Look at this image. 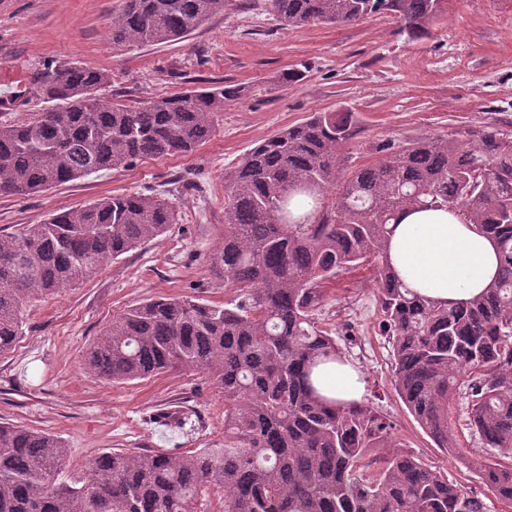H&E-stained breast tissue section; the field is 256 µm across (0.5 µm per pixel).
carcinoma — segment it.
<instances>
[{
	"instance_id": "cac0c4a2",
	"label": "carcinoma",
	"mask_w": 512,
	"mask_h": 512,
	"mask_svg": "<svg viewBox=\"0 0 512 512\" xmlns=\"http://www.w3.org/2000/svg\"><path fill=\"white\" fill-rule=\"evenodd\" d=\"M229 0H121L116 48L187 37ZM285 26H345L393 14L420 34L444 0H268ZM109 75L63 63L32 78L52 104L0 122V194L28 196L142 158L189 153L216 130L226 88L188 89L139 107L97 95ZM357 113L314 112L257 144L224 177V239L209 266L238 292L224 305L155 297L112 320L88 348L86 373L129 382L171 370L207 374L224 394V445L173 456L106 451L82 484L57 482L68 448L52 434L0 424V512H491L395 441V425L365 402L321 396L311 375L343 357L314 315L343 270L375 267L394 388L435 446L460 455L450 423L466 405L482 447L512 455V136L474 129L465 143L420 137L375 147L355 166L344 147ZM460 211L498 246L501 273L453 306L418 297L386 260L387 224L406 207ZM168 201L116 194L0 235V355L12 350L27 303L74 287L109 259L165 233ZM480 482L512 506V465L490 456Z\"/></svg>"
}]
</instances>
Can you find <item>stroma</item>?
<instances>
[{
  "mask_svg": "<svg viewBox=\"0 0 512 512\" xmlns=\"http://www.w3.org/2000/svg\"><path fill=\"white\" fill-rule=\"evenodd\" d=\"M120 0H0V121L43 111L32 75L49 63L107 71L104 98L137 107L190 88L238 89L215 133L194 151L144 158L30 196L0 195V233L42 223L47 214L115 194H151L177 213L161 238L110 260L96 277L42 298L24 313L22 333L0 356V423L44 430L69 456L58 479L79 481L108 450L163 449L179 455L224 441V396L207 375L173 370L111 383L85 374L86 348L129 306L154 296L227 302L233 289L212 274L208 257L224 238V175L263 139L311 113L346 107L361 133L355 164L376 158V145L492 127L512 134V0H446L421 36L392 16L336 27L291 28L264 0H231L224 14L186 38L114 48L112 14ZM301 67L305 77L282 75ZM369 270L328 283L315 319L331 330L365 379V401L395 424V435L450 481L476 492L474 464L489 456L466 427L464 405L451 422L460 456L435 448L398 398L392 348L380 327Z\"/></svg>",
  "mask_w": 512,
  "mask_h": 512,
  "instance_id": "stroma-1",
  "label": "stroma"
}]
</instances>
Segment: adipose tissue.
<instances>
[{
  "label": "adipose tissue",
  "instance_id": "ef3b65f1",
  "mask_svg": "<svg viewBox=\"0 0 512 512\" xmlns=\"http://www.w3.org/2000/svg\"><path fill=\"white\" fill-rule=\"evenodd\" d=\"M387 261L399 280L419 297L442 303L481 295L497 277L495 242L459 214L406 209L387 226ZM314 384L325 396L359 401L365 383L351 363L320 366Z\"/></svg>",
  "mask_w": 512,
  "mask_h": 512
}]
</instances>
